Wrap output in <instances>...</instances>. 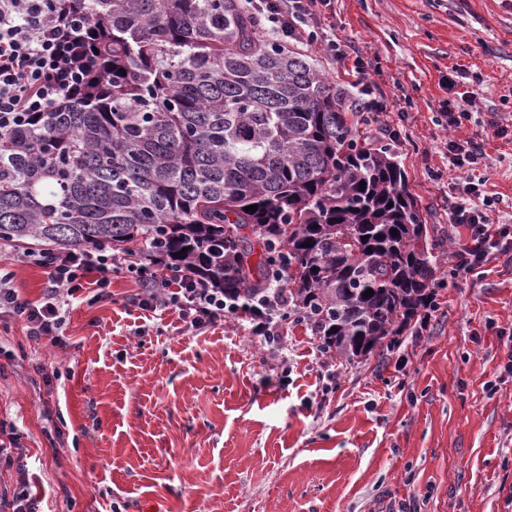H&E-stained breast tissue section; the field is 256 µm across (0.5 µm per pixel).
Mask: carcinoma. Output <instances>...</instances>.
Wrapping results in <instances>:
<instances>
[{
	"label": "carcinoma",
	"instance_id": "1",
	"mask_svg": "<svg viewBox=\"0 0 512 512\" xmlns=\"http://www.w3.org/2000/svg\"><path fill=\"white\" fill-rule=\"evenodd\" d=\"M74 2L97 68L0 135V242L157 253L242 302L277 263L288 316L349 361L433 305L435 228L307 53L259 39L241 0Z\"/></svg>",
	"mask_w": 512,
	"mask_h": 512
}]
</instances>
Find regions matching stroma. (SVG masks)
Segmentation results:
<instances>
[{"label": "stroma", "instance_id": "35a3bbf8", "mask_svg": "<svg viewBox=\"0 0 512 512\" xmlns=\"http://www.w3.org/2000/svg\"><path fill=\"white\" fill-rule=\"evenodd\" d=\"M319 22L350 57L307 53L332 82L368 84L382 109L358 127L391 144L437 230L438 311L391 349L325 368L299 322H283L276 353L235 317L192 331L175 310H142L140 279L121 269L109 299L71 302L65 349L2 313L0 422L27 467L0 465V487L26 480L45 512H512V377L486 328L512 322V257L452 274L447 149L484 148L490 221L512 224V0H331ZM460 70L477 101L451 133ZM39 365L50 382L33 381Z\"/></svg>", "mask_w": 512, "mask_h": 512}]
</instances>
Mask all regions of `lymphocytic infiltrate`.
<instances>
[{
    "mask_svg": "<svg viewBox=\"0 0 512 512\" xmlns=\"http://www.w3.org/2000/svg\"><path fill=\"white\" fill-rule=\"evenodd\" d=\"M271 31L280 41L299 40L300 29L316 18L325 0H254ZM85 22L70 0H0V134L9 132L22 114L48 112L72 102L92 67L91 52L82 47ZM465 196L455 207L449 234L465 228L451 255L454 274H481L497 252L512 249V224H493L489 213L492 197L483 195L474 181L463 187ZM0 253L17 265H35L47 276L49 288L37 301L23 299L10 288V274H0V310L23 319L27 335L35 343L61 347L62 311L94 278V301L109 298L114 269L134 273L140 260L113 254L109 245L68 252H11L0 242ZM259 298L247 303L225 296L223 289L192 272L167 268L143 284L138 302L143 310L175 308L186 325L199 330L226 316L248 321L253 333L266 343H280L281 322L288 304L283 274Z\"/></svg>",
    "mask_w": 512,
    "mask_h": 512,
    "instance_id": "1",
    "label": "lymphocytic infiltrate"
}]
</instances>
